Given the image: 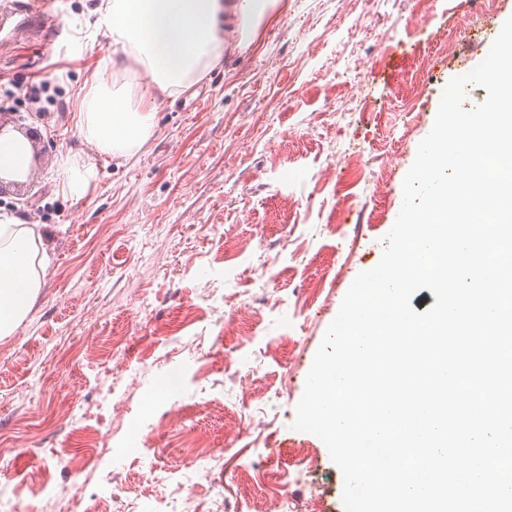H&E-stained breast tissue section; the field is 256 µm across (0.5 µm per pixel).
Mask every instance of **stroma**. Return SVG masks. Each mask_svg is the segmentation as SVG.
Masks as SVG:
<instances>
[{
  "mask_svg": "<svg viewBox=\"0 0 512 512\" xmlns=\"http://www.w3.org/2000/svg\"><path fill=\"white\" fill-rule=\"evenodd\" d=\"M97 2L43 0V25L0 44V80L51 85L44 111L12 105L42 156L0 188V213L41 225L50 257L0 337V512H345L296 406L381 258L445 85L486 57L512 0L480 19L470 0H282L196 96L157 99L135 164L72 127L87 65L112 55L84 27ZM79 148L99 179L65 198L54 162ZM302 457L316 491L282 496Z\"/></svg>",
  "mask_w": 512,
  "mask_h": 512,
  "instance_id": "obj_1",
  "label": "stroma"
}]
</instances>
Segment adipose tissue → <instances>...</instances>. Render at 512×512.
<instances>
[{"instance_id": "ef3b65f1", "label": "adipose tissue", "mask_w": 512, "mask_h": 512, "mask_svg": "<svg viewBox=\"0 0 512 512\" xmlns=\"http://www.w3.org/2000/svg\"><path fill=\"white\" fill-rule=\"evenodd\" d=\"M281 0H99L94 25L105 28L118 54L109 59L110 81L91 75L79 89L72 120L98 154L135 159L154 138L157 97L194 94L224 61L225 36L238 46L253 43L260 25L274 19ZM147 74V90L128 82L130 72ZM33 145L22 133L0 131V176L25 180ZM58 193L80 198L98 181L83 151L59 156ZM49 257L40 225L0 213V337L11 335L37 297L40 269ZM22 287H13L14 279Z\"/></svg>"}]
</instances>
